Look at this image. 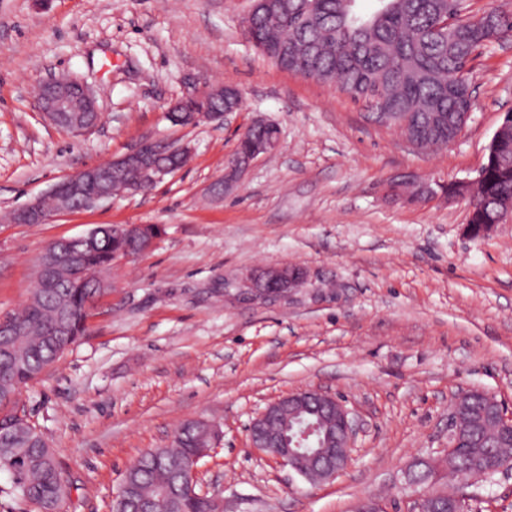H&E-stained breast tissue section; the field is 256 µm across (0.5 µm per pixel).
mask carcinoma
Segmentation results:
<instances>
[{
	"instance_id": "carcinoma-1",
	"label": "carcinoma",
	"mask_w": 512,
	"mask_h": 512,
	"mask_svg": "<svg viewBox=\"0 0 512 512\" xmlns=\"http://www.w3.org/2000/svg\"><path fill=\"white\" fill-rule=\"evenodd\" d=\"M281 8H263L245 21L244 31L262 54L277 65L305 78L336 87L364 104L369 118L390 112L404 123L410 142L421 149L453 141L462 130L456 116L471 107L468 65L488 44L512 34V12L488 8L464 15L457 0L448 15V0H372L371 10L359 0H277ZM453 23L440 27L446 17ZM278 132L271 125L250 130L240 139L235 156L250 152L253 141ZM410 200H425L437 193L430 183L402 180ZM450 197L470 195L469 224L480 237L500 223L503 208L512 202V117L504 116L488 148L487 163L475 183L448 184ZM91 245L83 247L74 262L87 271L108 266L123 248L135 251L136 241H119L112 225L93 229ZM67 263L58 272L53 289L37 284L21 312L11 315L21 329L18 336H1L9 353L0 356V456L13 459L12 492L51 512L68 493L63 472L42 433L17 415L9 393L25 388L46 367L58 361L67 346L83 335L88 317L108 292L88 280L72 281ZM319 398L311 392L299 418L319 425L318 432L297 451L309 455L323 450L329 426L327 411L317 409ZM497 399L472 394L460 411L462 442L450 453L449 472L465 471L469 477L489 476L499 459L512 461V440L496 431ZM195 422L182 425L168 448H151L125 473L112 512H224L217 499L198 497L184 486L183 470L203 453Z\"/></svg>"
}]
</instances>
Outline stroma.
I'll return each instance as SVG.
<instances>
[{
	"mask_svg": "<svg viewBox=\"0 0 512 512\" xmlns=\"http://www.w3.org/2000/svg\"><path fill=\"white\" fill-rule=\"evenodd\" d=\"M251 0H0V314L20 309L37 262L60 237L100 224H156L145 254L107 273L87 330L22 394L70 488L60 512H111L125 471L172 443L186 421L214 423L220 445L198 464V493L224 512H352L366 498L412 512L416 458L448 452L453 397L494 394L512 410V220L481 238L465 199L411 202V175L475 179L512 110V40L485 47L467 74L473 108L450 145L420 149L365 117L335 85L278 67L247 40ZM88 84L97 125L44 121L48 74ZM236 86L239 112L181 128L167 112L209 85ZM255 120L279 145L223 196L239 137ZM187 146L183 168L46 224L10 212L79 170L148 139ZM298 265L303 287L243 298L259 266ZM322 389L360 432L344 471L309 483L251 448L270 403ZM469 512H512V468L475 480Z\"/></svg>",
	"mask_w": 512,
	"mask_h": 512,
	"instance_id": "stroma-1",
	"label": "stroma"
}]
</instances>
